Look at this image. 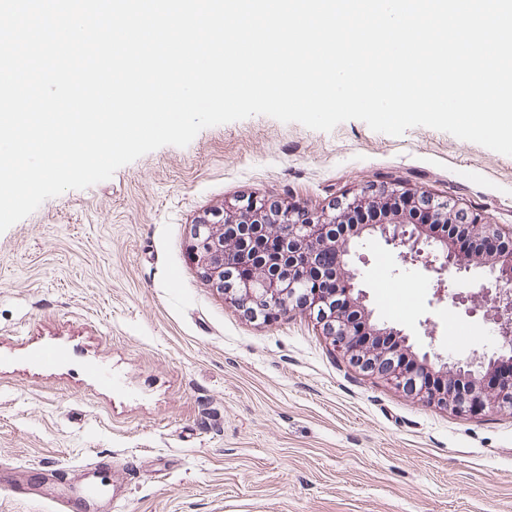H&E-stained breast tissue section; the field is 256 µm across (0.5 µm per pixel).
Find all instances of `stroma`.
Listing matches in <instances>:
<instances>
[{
	"instance_id": "35a3bbf8",
	"label": "stroma",
	"mask_w": 512,
	"mask_h": 512,
	"mask_svg": "<svg viewBox=\"0 0 512 512\" xmlns=\"http://www.w3.org/2000/svg\"><path fill=\"white\" fill-rule=\"evenodd\" d=\"M399 181L512 227V156L428 127L399 137L255 115L47 199L0 234V512H49L86 465L117 512H512V414L464 416L367 376L308 311L246 319L190 260V228L256 195L318 212ZM360 287L417 353L501 345L495 287L466 315L373 236Z\"/></svg>"
}]
</instances>
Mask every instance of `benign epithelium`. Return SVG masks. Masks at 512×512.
Masks as SVG:
<instances>
[{"label": "benign epithelium", "mask_w": 512, "mask_h": 512, "mask_svg": "<svg viewBox=\"0 0 512 512\" xmlns=\"http://www.w3.org/2000/svg\"><path fill=\"white\" fill-rule=\"evenodd\" d=\"M226 224L241 225L245 234H275L288 228V265L271 274L260 268L249 280L233 279L229 270L239 255L224 244ZM429 224L449 226L483 244L482 261L465 250L448 248V237L427 231ZM365 233L377 234L400 250L403 261L422 263L440 282L446 274L485 269L496 286L492 303L500 349L476 353L466 361L444 362L435 371L428 357H418L407 345L394 346L391 354L376 345L361 348L357 337L365 331L370 336H405L394 327L372 323V312L364 304L356 262L365 258L355 255L353 247ZM191 240V260L201 275L249 319L270 326L291 309L304 308L316 315L323 335L356 368L388 380L415 399L469 415L512 410V228L470 217L453 201L397 184L370 187L345 199L342 207L319 215L296 205L270 211L262 199L237 200L224 205V217L192 225ZM320 247L335 254L333 277L341 278L344 287L298 288L307 273L321 277L316 260Z\"/></svg>", "instance_id": "1"}]
</instances>
